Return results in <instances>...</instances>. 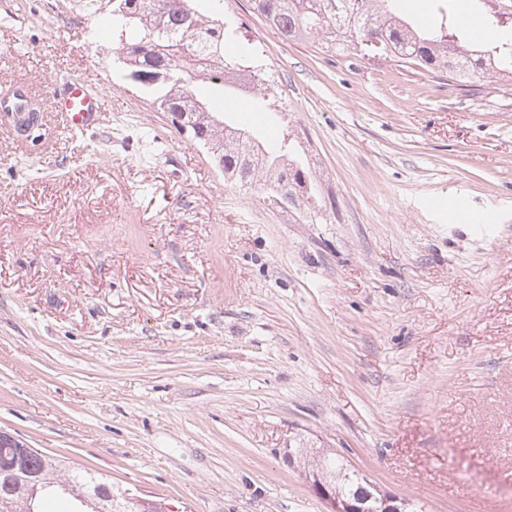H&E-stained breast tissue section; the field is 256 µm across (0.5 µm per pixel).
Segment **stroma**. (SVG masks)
<instances>
[{
	"instance_id": "1",
	"label": "stroma",
	"mask_w": 512,
	"mask_h": 512,
	"mask_svg": "<svg viewBox=\"0 0 512 512\" xmlns=\"http://www.w3.org/2000/svg\"><path fill=\"white\" fill-rule=\"evenodd\" d=\"M56 4L0 0V88L48 116L0 131V429L171 512H327L300 444L425 512H512V90L224 0L317 184L282 211ZM77 79L108 105L81 133L51 115Z\"/></svg>"
}]
</instances>
